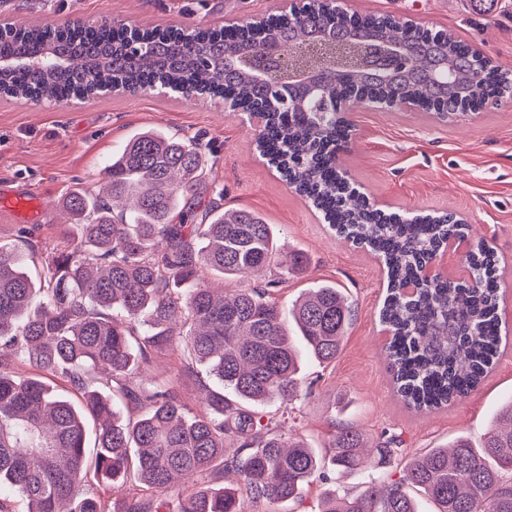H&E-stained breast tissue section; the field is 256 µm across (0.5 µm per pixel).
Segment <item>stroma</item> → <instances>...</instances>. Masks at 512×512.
<instances>
[{
  "label": "stroma",
  "mask_w": 512,
  "mask_h": 512,
  "mask_svg": "<svg viewBox=\"0 0 512 512\" xmlns=\"http://www.w3.org/2000/svg\"><path fill=\"white\" fill-rule=\"evenodd\" d=\"M280 5L281 0H0V20L42 26L50 16L59 23L109 18L140 27L191 29L274 15ZM343 6L453 31L461 42L478 43L501 71L512 74V0H502L488 14L465 0H344ZM348 119L353 139L339 164L353 187L407 216L456 214L466 221L467 242L485 241L498 257V355L475 392L440 410L412 412L395 395L379 318L388 283L382 259L337 239L311 203L259 155L260 127L248 114L210 99L165 93L106 92L66 105L0 99V181L53 206V219L38 227L41 239L51 243L69 221L63 198L76 189L98 191L105 166L134 133L156 129L199 139L209 176L224 191L225 207L260 214L273 224L282 249L308 257L299 277L275 288L276 300L288 305L303 289L329 281L356 307L336 362L325 367L310 358L304 364L302 375L312 388L289 411L296 433L323 455L334 414L370 442L400 436L398 463L383 473L391 481L400 478L402 462L428 449L461 435L483 438L498 407L512 399V102L445 121L426 112L370 108ZM182 359L177 350L158 355L151 371L166 376L181 367L177 389L193 406L201 372L182 368Z\"/></svg>",
  "instance_id": "35a3bbf8"
}]
</instances>
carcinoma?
I'll use <instances>...</instances> for the list:
<instances>
[{"instance_id":"cac0c4a2","label":"carcinoma","mask_w":512,"mask_h":512,"mask_svg":"<svg viewBox=\"0 0 512 512\" xmlns=\"http://www.w3.org/2000/svg\"><path fill=\"white\" fill-rule=\"evenodd\" d=\"M392 15L349 18L323 6L303 14L299 29L270 17L235 30L141 28L104 19L82 26H0V97L68 103L101 92L224 98L262 108L256 143L295 191L319 210L336 235L381 257L388 293L380 319L396 395L414 410L467 397L498 352L501 283L494 251L479 241L466 275L426 277L448 241L465 238L446 214L411 219L371 210L336 167L348 132L336 112H287L279 90L240 67L245 47L325 32L363 40L396 29ZM421 64L448 57L472 66L461 41L421 32L411 42ZM369 81L329 78L321 95L334 101ZM433 81L456 113L467 96L494 94L506 78L490 67L461 92ZM401 96H422L419 79H401ZM209 178L200 144L152 129L132 136L107 166L106 196L77 191L62 202L73 217L61 241L30 243L43 279L27 271L25 252L0 244V512L7 493L27 512H243L254 503H301L322 470L356 475L374 448V466L391 465V443L371 446L356 429L331 420L328 459L286 434L263 408L292 405L303 390L306 356L330 365L343 350L355 307L333 283L305 289L285 308L273 287L307 265L283 252L275 229L257 213L224 209V191L198 203ZM182 214L200 218L173 223ZM278 278L252 277L269 267ZM215 274L241 287L210 286ZM183 346L214 386L205 408L191 409L176 377L147 376L153 353ZM69 385L70 399L46 382ZM139 415L121 418L114 397ZM135 466L139 484L126 483ZM93 469L101 490L83 488ZM192 491L164 497L175 483ZM415 489L435 512H512V400L476 444L466 436L408 461L397 481L372 479L356 492L329 489L317 512H422Z\"/></svg>"}]
</instances>
